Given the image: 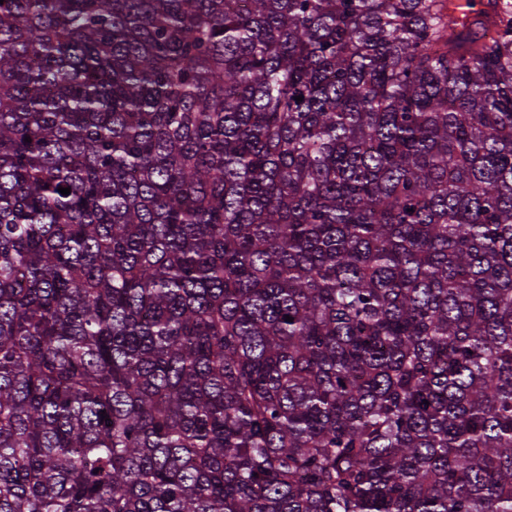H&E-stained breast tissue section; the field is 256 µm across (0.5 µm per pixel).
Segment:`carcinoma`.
<instances>
[{"label": "carcinoma", "mask_w": 512, "mask_h": 512, "mask_svg": "<svg viewBox=\"0 0 512 512\" xmlns=\"http://www.w3.org/2000/svg\"><path fill=\"white\" fill-rule=\"evenodd\" d=\"M0 512H512V0H3Z\"/></svg>", "instance_id": "cac0c4a2"}]
</instances>
